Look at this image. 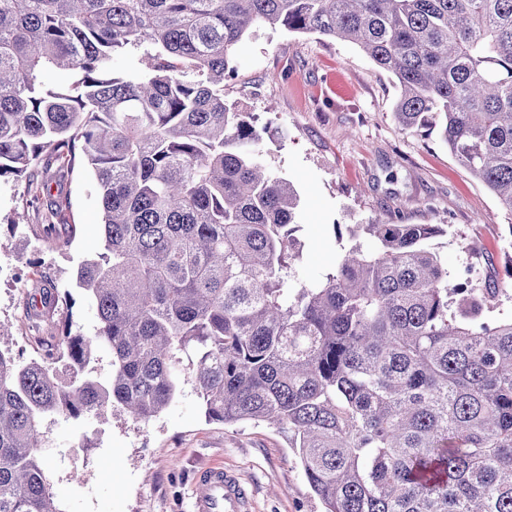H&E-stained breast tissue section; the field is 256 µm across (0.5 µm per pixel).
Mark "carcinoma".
Listing matches in <instances>:
<instances>
[{
    "instance_id": "carcinoma-1",
    "label": "carcinoma",
    "mask_w": 512,
    "mask_h": 512,
    "mask_svg": "<svg viewBox=\"0 0 512 512\" xmlns=\"http://www.w3.org/2000/svg\"><path fill=\"white\" fill-rule=\"evenodd\" d=\"M260 25L358 46L394 77L399 126L439 120L512 216V0H0V179L39 190L81 159L104 241L77 270L93 333L42 337L26 362L0 348V512H61L46 418L117 404L147 423L187 375L209 419L276 425L324 512H512V318L489 316L512 263L453 283L444 225L375 222L357 226L370 248L299 281L297 191L224 101ZM132 47L148 70L114 74ZM52 68L74 80L46 87ZM58 302L43 282L26 314Z\"/></svg>"
}]
</instances>
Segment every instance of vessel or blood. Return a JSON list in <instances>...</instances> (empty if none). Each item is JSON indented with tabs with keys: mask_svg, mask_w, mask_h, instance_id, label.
Returning a JSON list of instances; mask_svg holds the SVG:
<instances>
[{
	"mask_svg": "<svg viewBox=\"0 0 512 512\" xmlns=\"http://www.w3.org/2000/svg\"><path fill=\"white\" fill-rule=\"evenodd\" d=\"M196 480L201 489L193 501L192 512H248L250 499L246 490L223 467H208L197 474Z\"/></svg>",
	"mask_w": 512,
	"mask_h": 512,
	"instance_id": "b4317fda",
	"label": "vessel or blood"
}]
</instances>
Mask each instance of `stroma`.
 I'll use <instances>...</instances> for the list:
<instances>
[{"instance_id":"1","label":"stroma","mask_w":512,"mask_h":512,"mask_svg":"<svg viewBox=\"0 0 512 512\" xmlns=\"http://www.w3.org/2000/svg\"><path fill=\"white\" fill-rule=\"evenodd\" d=\"M237 71L224 98L263 131L259 159L298 194L300 279L331 272L357 225L388 215L404 224H444L432 246L449 274L504 275L512 258V220L462 168L437 132L405 131L393 117L394 78L357 46L315 34L252 29L236 46ZM64 211L50 219L26 184L0 180V322L14 353L37 357L41 346L23 310L37 280L68 292L69 325L87 333L97 312L74 281L78 264L103 250L98 190L83 166L64 183ZM71 227L68 243L48 234ZM486 252H462L461 238ZM46 475L61 512H192L195 475L221 465L251 493L250 512H323L294 449L264 422L208 419L192 384L146 424L118 407L44 423Z\"/></svg>"}]
</instances>
